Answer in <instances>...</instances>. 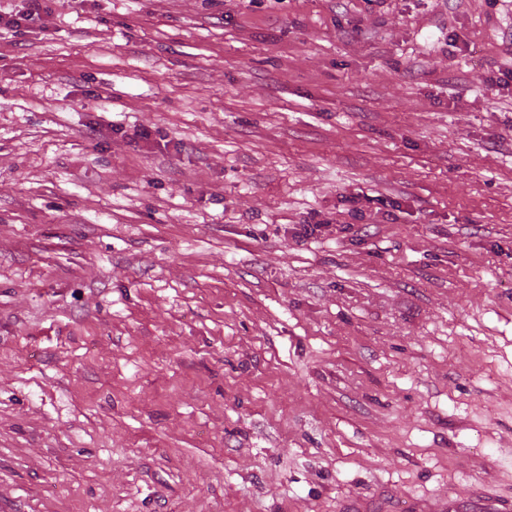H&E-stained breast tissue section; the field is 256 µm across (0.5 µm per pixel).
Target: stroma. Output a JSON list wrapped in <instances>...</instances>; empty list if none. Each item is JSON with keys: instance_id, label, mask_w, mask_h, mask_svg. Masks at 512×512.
I'll use <instances>...</instances> for the list:
<instances>
[{"instance_id": "1", "label": "stroma", "mask_w": 512, "mask_h": 512, "mask_svg": "<svg viewBox=\"0 0 512 512\" xmlns=\"http://www.w3.org/2000/svg\"><path fill=\"white\" fill-rule=\"evenodd\" d=\"M511 69L512 0L0 30V512L512 497Z\"/></svg>"}]
</instances>
